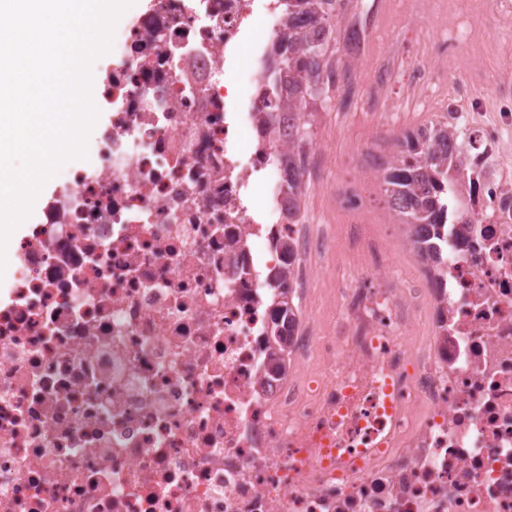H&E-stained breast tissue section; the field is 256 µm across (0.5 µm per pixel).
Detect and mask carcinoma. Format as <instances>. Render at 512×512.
<instances>
[{
    "label": "carcinoma",
    "instance_id": "obj_1",
    "mask_svg": "<svg viewBox=\"0 0 512 512\" xmlns=\"http://www.w3.org/2000/svg\"><path fill=\"white\" fill-rule=\"evenodd\" d=\"M343 5L344 0H285L288 37L272 50L274 65L269 78L273 87L286 93L288 108L299 110L306 98H315L314 90L327 92L335 85L333 81H324V73L335 69L326 55ZM303 19L313 23V27L298 36L294 28ZM460 138L461 132L446 122L420 128L399 141L398 150L383 174L388 206L400 217L406 234L413 237L419 261L431 269L445 266L442 249L432 239L444 241L440 224L447 205L441 202L442 195L450 192L466 161ZM285 194L288 222L296 224L304 194L300 168L288 167ZM270 284L281 289L280 308L273 316L270 336L282 343L290 335L296 314L286 274L280 273Z\"/></svg>",
    "mask_w": 512,
    "mask_h": 512
}]
</instances>
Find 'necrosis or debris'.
I'll return each instance as SVG.
<instances>
[{
  "label": "necrosis or debris",
  "instance_id": "4bbe7bcc",
  "mask_svg": "<svg viewBox=\"0 0 512 512\" xmlns=\"http://www.w3.org/2000/svg\"><path fill=\"white\" fill-rule=\"evenodd\" d=\"M399 3L426 24L424 111L461 3ZM283 32V0H146L122 24L87 161L6 245L0 512H512V89L480 127L448 99L472 161L448 284L419 285L367 263L357 180L336 190L357 250L288 223V126L308 117L266 78ZM312 253L318 276L350 271L338 316L295 331L294 373L268 376L269 277L299 287Z\"/></svg>",
  "mask_w": 512,
  "mask_h": 512
}]
</instances>
